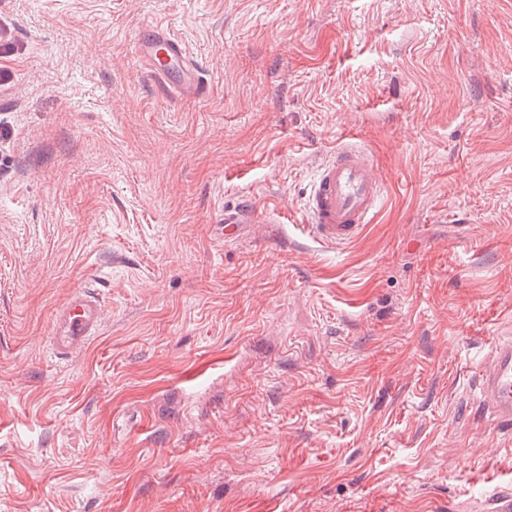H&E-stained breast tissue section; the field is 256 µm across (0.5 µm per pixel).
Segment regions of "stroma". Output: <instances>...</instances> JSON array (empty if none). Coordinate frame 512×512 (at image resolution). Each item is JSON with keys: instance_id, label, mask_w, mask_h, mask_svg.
<instances>
[{"instance_id": "1", "label": "stroma", "mask_w": 512, "mask_h": 512, "mask_svg": "<svg viewBox=\"0 0 512 512\" xmlns=\"http://www.w3.org/2000/svg\"><path fill=\"white\" fill-rule=\"evenodd\" d=\"M160 23L206 99L130 52ZM0 512H485L512 437V0H0ZM381 209L306 237L321 159ZM259 223L224 238V208ZM94 286L103 327L46 339ZM383 196L371 153L348 142L319 164L308 197V235L327 246L357 240L372 223ZM80 287L58 309L50 332V349L61 360L86 347L102 326L103 304L98 295ZM512 328L496 340L488 366L480 374L479 403L501 433L512 434Z\"/></svg>"}]
</instances>
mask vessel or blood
I'll use <instances>...</instances> for the list:
<instances>
[{"label": "vessel or blood", "instance_id": "b4317fda", "mask_svg": "<svg viewBox=\"0 0 512 512\" xmlns=\"http://www.w3.org/2000/svg\"><path fill=\"white\" fill-rule=\"evenodd\" d=\"M131 53L160 89L165 100L204 97L207 80L185 44L168 28L151 24L135 31ZM383 196L374 159L362 145L349 142L319 164L308 197V235L327 246L357 240L372 223ZM246 206L224 211V236L235 238L253 221ZM103 304L98 295L79 288L58 309L50 332V349L61 360L86 347L102 326ZM479 403L497 430L512 434V337L495 341L488 366L480 374Z\"/></svg>", "mask_w": 512, "mask_h": 512}]
</instances>
